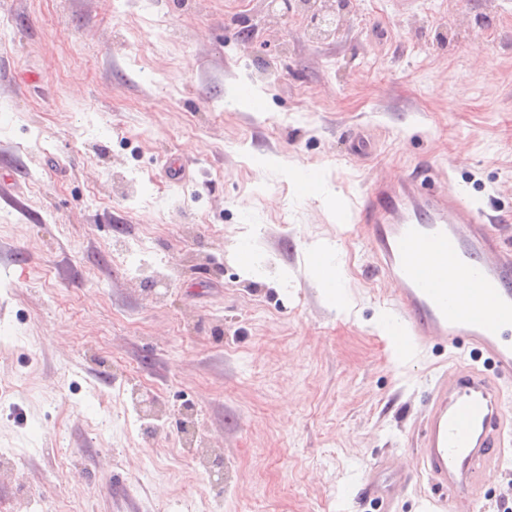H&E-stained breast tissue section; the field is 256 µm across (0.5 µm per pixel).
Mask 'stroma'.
<instances>
[{"label": "stroma", "instance_id": "35a3bbf8", "mask_svg": "<svg viewBox=\"0 0 512 512\" xmlns=\"http://www.w3.org/2000/svg\"><path fill=\"white\" fill-rule=\"evenodd\" d=\"M268 2L0 0V512H436L470 350L394 346L353 215L428 169L512 241V0ZM311 262L312 265L319 272L324 285L326 286L329 294L336 301V292L340 291L338 278L336 277V267L331 264V260L328 257V254L321 247H316L311 252ZM336 284L337 288H328L333 284ZM328 286V287H327ZM105 495L111 505L107 512H112V505L121 510L117 512H135L131 511L133 500L129 495V481L121 473H112Z\"/></svg>", "mask_w": 512, "mask_h": 512}]
</instances>
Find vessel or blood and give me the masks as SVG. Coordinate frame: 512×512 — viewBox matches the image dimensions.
<instances>
[{
	"instance_id": "vessel-or-blood-1",
	"label": "vessel or blood",
	"mask_w": 512,
	"mask_h": 512,
	"mask_svg": "<svg viewBox=\"0 0 512 512\" xmlns=\"http://www.w3.org/2000/svg\"><path fill=\"white\" fill-rule=\"evenodd\" d=\"M488 222L427 173L374 182L358 213L359 236L391 285L398 343L464 344L490 364L455 365L432 394L414 465L438 489L442 512H459L461 499L480 504L488 475L512 459V412L498 384L512 378V247ZM421 254L434 266L422 267ZM460 279L467 289L455 288ZM105 495L118 512H131L122 474H112Z\"/></svg>"
}]
</instances>
